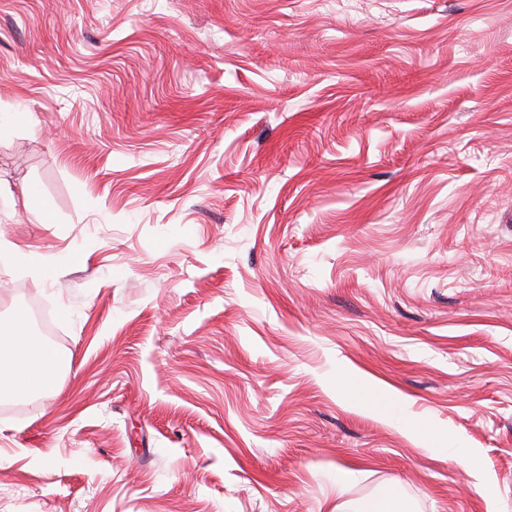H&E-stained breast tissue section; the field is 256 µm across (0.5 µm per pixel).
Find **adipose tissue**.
Wrapping results in <instances>:
<instances>
[{"label": "adipose tissue", "mask_w": 512, "mask_h": 512, "mask_svg": "<svg viewBox=\"0 0 512 512\" xmlns=\"http://www.w3.org/2000/svg\"><path fill=\"white\" fill-rule=\"evenodd\" d=\"M57 363L54 348L29 333L24 314L0 320V389L14 395L48 389Z\"/></svg>", "instance_id": "ef3b65f1"}]
</instances>
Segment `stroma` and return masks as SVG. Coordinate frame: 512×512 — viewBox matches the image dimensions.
I'll list each match as a JSON object with an SVG mask.
<instances>
[{
	"label": "stroma",
	"mask_w": 512,
	"mask_h": 512,
	"mask_svg": "<svg viewBox=\"0 0 512 512\" xmlns=\"http://www.w3.org/2000/svg\"><path fill=\"white\" fill-rule=\"evenodd\" d=\"M36 304L0 512H512V0H0Z\"/></svg>",
	"instance_id": "1"
}]
</instances>
